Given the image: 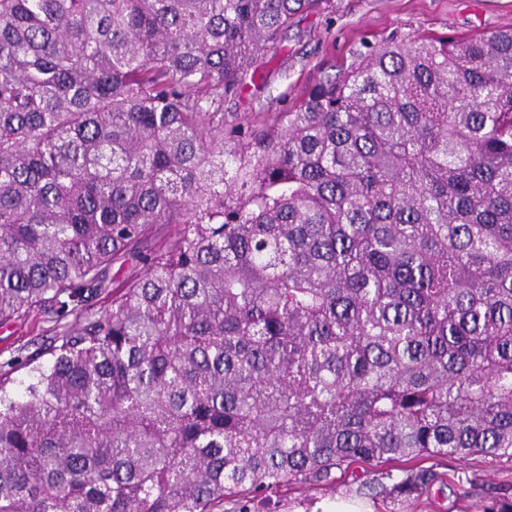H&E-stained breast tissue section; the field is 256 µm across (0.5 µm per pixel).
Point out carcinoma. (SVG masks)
<instances>
[{"instance_id": "obj_1", "label": "carcinoma", "mask_w": 512, "mask_h": 512, "mask_svg": "<svg viewBox=\"0 0 512 512\" xmlns=\"http://www.w3.org/2000/svg\"><path fill=\"white\" fill-rule=\"evenodd\" d=\"M328 2L0 0V323L73 316L24 393L0 379V512L512 459V29L393 38L226 150L224 94Z\"/></svg>"}]
</instances>
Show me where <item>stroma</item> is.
I'll list each match as a JSON object with an SVG mask.
<instances>
[{"label": "stroma", "mask_w": 512, "mask_h": 512, "mask_svg": "<svg viewBox=\"0 0 512 512\" xmlns=\"http://www.w3.org/2000/svg\"><path fill=\"white\" fill-rule=\"evenodd\" d=\"M512 27V0H331L325 11L299 14L280 41L268 49L263 66L244 87L224 97V123L231 126L255 112H284L319 80L338 77L369 46L391 37L466 35ZM54 324L40 312L0 325V376L15 392L24 391L29 367L48 364ZM438 480L409 502L356 494L369 470L337 472L331 485H310L283 494L278 512H323L345 500L360 512H476L483 498L512 484V460L485 454L465 459L418 458Z\"/></svg>", "instance_id": "1"}]
</instances>
